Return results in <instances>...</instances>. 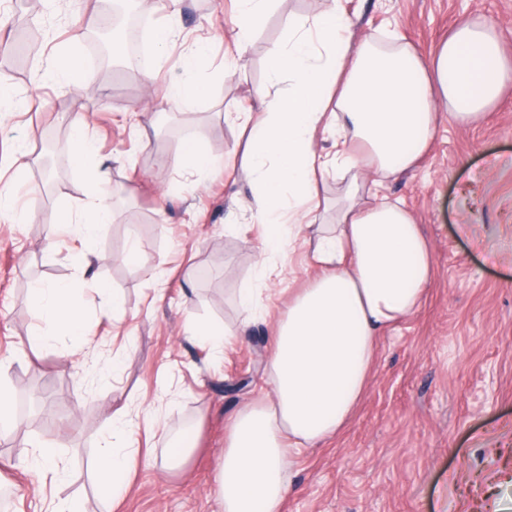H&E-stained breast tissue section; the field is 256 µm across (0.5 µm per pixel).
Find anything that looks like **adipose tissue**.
I'll list each match as a JSON object with an SVG mask.
<instances>
[{
	"instance_id": "1",
	"label": "adipose tissue",
	"mask_w": 512,
	"mask_h": 512,
	"mask_svg": "<svg viewBox=\"0 0 512 512\" xmlns=\"http://www.w3.org/2000/svg\"><path fill=\"white\" fill-rule=\"evenodd\" d=\"M209 43L196 41L171 98H208ZM268 83L260 109L238 113L248 137L244 161L253 175L250 208L264 226L259 280L280 275L279 258L309 227L319 229L312 257L317 272L288 297L271 338L267 370L273 393L235 418L213 493L224 512H281L286 473L309 448L337 440L350 424L373 374L375 345L424 301L435 278L432 252L405 208L363 196L352 171L395 177L427 150L437 104L460 124L481 120L512 82V58L490 24H457L430 57L405 43L370 35L352 42L335 5L288 24V36L266 57ZM72 149L85 175V199L56 223L91 245L110 223L108 172L96 159L87 116H68ZM336 127V150H316L314 137ZM345 180L333 223H321L320 190L328 177ZM67 283L35 284L28 303L48 328L30 348L63 336L80 345L90 330ZM112 438L96 461L99 488L117 497L127 487L132 453L122 440L124 414L109 422Z\"/></svg>"
}]
</instances>
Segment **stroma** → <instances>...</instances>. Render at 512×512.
Segmentation results:
<instances>
[{
	"label": "stroma",
	"instance_id": "35a3bbf8",
	"mask_svg": "<svg viewBox=\"0 0 512 512\" xmlns=\"http://www.w3.org/2000/svg\"><path fill=\"white\" fill-rule=\"evenodd\" d=\"M355 37L400 36L430 56L457 22L484 17L512 54V0H339ZM161 4L152 0L147 70L151 85L125 72L83 69L79 82L40 87L36 68L52 64L57 43L73 40L86 53V33L71 0H0V55L18 95L42 101L40 111L0 119V181L19 180L23 221L0 222V385L13 408L39 401V417L18 421L0 439V512H53L70 496L86 512H220L212 493L231 418L271 393L266 370L270 337L288 302L315 270L310 246L284 253L282 280L258 282L262 226L247 209L250 179L242 167L234 112L256 108L266 84L268 50L284 40L289 18L311 14L314 0H278L255 32L234 77H215L209 102L167 99L180 77L181 47L160 53L152 43ZM179 36L203 37L214 62L232 50L237 18L232 0H181ZM40 34L32 68L13 71L25 54L24 29ZM107 88L100 97L98 88ZM82 108L99 158L108 167L112 221L97 237L84 271L71 264L77 240L59 235L48 249L63 207H78L82 175L64 116ZM150 109L151 125L130 126L133 112ZM53 135L56 150L40 144ZM189 139L223 157L228 176L200 177L187 168L160 167ZM30 164L16 172L13 152ZM52 165L54 183L44 180ZM421 224L436 277L424 303L376 349L369 393L340 440L308 449L291 468L283 512H512V87L488 117L462 125L440 115L428 152L416 166L380 187ZM144 247L128 259L131 240ZM65 281L77 290L93 329L77 355L60 338L19 356V342L37 325L27 303L35 283ZM117 293L123 310L100 314L94 283ZM243 288L258 291L259 311L244 315ZM214 322L231 330L222 351L188 336ZM120 358L116 374L100 368ZM125 408L134 457L119 501L104 499L92 462L109 436L107 421ZM195 437L186 467L161 466L175 436ZM54 447L63 471L55 484L32 486L27 455Z\"/></svg>",
	"mask_w": 512,
	"mask_h": 512
}]
</instances>
